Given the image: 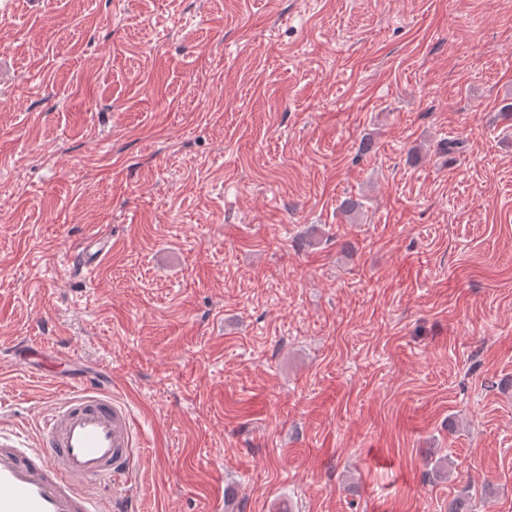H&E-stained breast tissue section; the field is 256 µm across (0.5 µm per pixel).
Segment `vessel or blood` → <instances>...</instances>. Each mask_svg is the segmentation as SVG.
<instances>
[{"label": "vessel or blood", "instance_id": "b4317fda", "mask_svg": "<svg viewBox=\"0 0 512 512\" xmlns=\"http://www.w3.org/2000/svg\"><path fill=\"white\" fill-rule=\"evenodd\" d=\"M106 248L87 240L71 256L74 271L92 270ZM138 446L131 409L81 382L44 417L36 447L22 448L0 423V512H98L100 484L125 479Z\"/></svg>", "mask_w": 512, "mask_h": 512}]
</instances>
